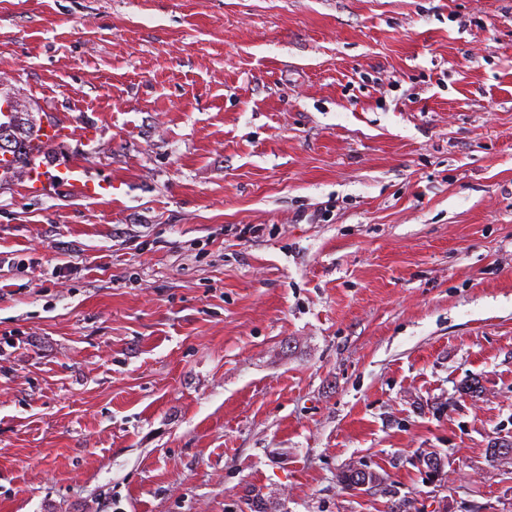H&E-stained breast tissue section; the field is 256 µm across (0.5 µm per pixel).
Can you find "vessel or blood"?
Here are the masks:
<instances>
[{"mask_svg":"<svg viewBox=\"0 0 512 512\" xmlns=\"http://www.w3.org/2000/svg\"><path fill=\"white\" fill-rule=\"evenodd\" d=\"M70 129L55 119L46 116L42 124L41 137L31 146L30 163L25 171V177L33 191L47 192L57 183H66L69 190L79 194L91 190L93 181L85 169L79 167L65 168L63 176L50 173L41 161L45 144L52 143L70 136Z\"/></svg>","mask_w":512,"mask_h":512,"instance_id":"b4317fda","label":"vessel or blood"}]
</instances>
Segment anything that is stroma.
Here are the masks:
<instances>
[{"label": "stroma", "mask_w": 512, "mask_h": 512, "mask_svg": "<svg viewBox=\"0 0 512 512\" xmlns=\"http://www.w3.org/2000/svg\"><path fill=\"white\" fill-rule=\"evenodd\" d=\"M0 88L97 185L0 183V512H512V0H0Z\"/></svg>", "instance_id": "35a3bbf8"}]
</instances>
